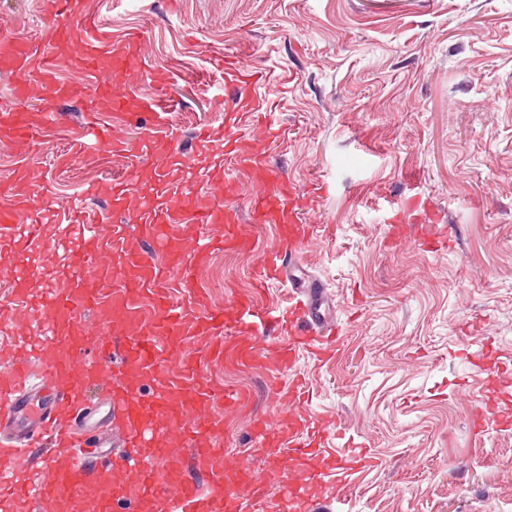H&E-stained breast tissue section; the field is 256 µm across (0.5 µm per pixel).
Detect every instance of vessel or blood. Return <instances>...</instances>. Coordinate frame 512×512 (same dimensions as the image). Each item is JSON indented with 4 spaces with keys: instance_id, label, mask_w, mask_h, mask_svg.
Returning <instances> with one entry per match:
<instances>
[{
    "instance_id": "b4317fda",
    "label": "vessel or blood",
    "mask_w": 512,
    "mask_h": 512,
    "mask_svg": "<svg viewBox=\"0 0 512 512\" xmlns=\"http://www.w3.org/2000/svg\"><path fill=\"white\" fill-rule=\"evenodd\" d=\"M52 23L48 42L36 49L23 40L0 38V71L14 78V97L25 102L35 89L46 97L62 98L71 92L60 81L58 73L66 59H75L97 88L88 99L85 112L94 116L107 108L116 120L124 121L140 112L151 113L153 135L141 141L115 139L105 130L97 135L103 145L117 155L137 161L153 155L159 166L156 181L144 186L137 200L147 245L129 248V227L112 224L102 228L98 216L84 205L71 209L70 221L75 225L80 243L69 250L67 264L75 276L66 287L49 288L39 299H32L29 285L37 268L23 262L7 271L16 303L30 314L28 341L16 345L10 364L11 379L0 385V494L9 489L20 490L23 497L39 503L65 500L79 504L93 490H100V512H111L116 499L153 496L158 512H239L238 495L228 492V483L246 489L255 501L264 498L262 476L244 467L240 461L224 458L222 449L200 445L199 437L218 432L219 424L210 418L213 390L203 374L184 367L190 344L210 343L213 356L222 355L216 338L233 337L231 352L240 361L253 356L251 336L254 322L263 319L269 332L287 330L288 342L277 349L282 364H292L296 350L317 342L318 355H326L322 337L328 328V305L322 292L303 275L295 274L280 263L277 252L267 253L259 266V283L288 282V306L278 315H266L265 309L252 297L239 299L232 313L208 306L196 287V269L204 263L214 245L226 248L249 247V240L238 236L233 226L235 212L227 200L239 194L237 182L230 176L214 179L212 174L195 171L188 159L173 160L169 150L158 139L166 123L165 111L156 96L131 94L125 82L140 75L142 62L138 55V34H128L119 43L101 31L97 22L83 20L82 0H52ZM224 75L229 84L241 86L261 81L260 73L241 67L232 59L224 61ZM229 117L232 137L226 141L233 147L237 133L255 125L264 129L263 144L238 152L237 164L249 168L257 184L249 196L248 210L254 222L274 225L281 238L302 246L306 228L299 219L304 206L292 183L270 173L263 161V145L277 137L272 108L236 96ZM58 119L54 107L19 112L0 111V135L24 141L50 128ZM15 204L0 207V231L14 228L18 211L32 208L33 192L18 185L13 189ZM190 225L219 228V235L193 236L188 249H171L176 230ZM111 236L113 245L121 246L125 275L120 280L99 278L90 284L86 274L92 265L97 243ZM167 261L178 272L174 288L160 289L159 263ZM113 311L115 320L99 331L89 330L83 314L87 308ZM122 347L126 363L133 372L131 381L117 385L109 399L99 405L87 404L84 389L88 382L100 380L97 363H81L90 343ZM157 380L151 398H143L137 378ZM180 400L181 413L168 411L169 399ZM512 401V384L489 387L483 396L485 410L500 411L502 418L512 412L499 410V403ZM125 427L124 452H113L112 437L107 428L113 419ZM304 414L289 418L287 429L271 427L266 421L255 424V431L273 454L309 455L319 445L318 436L303 440L298 429ZM176 433L195 443L193 462L196 476L184 479L176 488H168L166 475L180 468L181 458L166 448L154 446L157 432ZM53 447V455L44 461L41 474H33L21 465L20 457L38 443ZM147 448L156 466L138 467L132 449ZM111 457L109 472L98 471L95 460ZM136 480H129V473ZM331 496L335 486L320 481L317 472L306 477L289 476L288 502L305 500L309 491Z\"/></svg>"
}]
</instances>
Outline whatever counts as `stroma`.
Returning a JSON list of instances; mask_svg holds the SVG:
<instances>
[{"instance_id": "35a3bbf8", "label": "stroma", "mask_w": 512, "mask_h": 512, "mask_svg": "<svg viewBox=\"0 0 512 512\" xmlns=\"http://www.w3.org/2000/svg\"><path fill=\"white\" fill-rule=\"evenodd\" d=\"M91 15L109 36L140 33L146 90L170 102L163 136L191 149L195 167L224 166L215 57L268 77L252 90L275 105L268 165L305 201L311 232L298 260L323 283L339 341L328 359L301 350L284 368L279 337L259 333L250 366L209 364L215 390L247 396L210 407L225 453L266 472L255 417L280 425L303 407L330 447L376 461L346 477L330 512H512V424L490 414L472 425L479 390L512 378V0H95ZM50 24L47 0H0V36L43 43ZM60 78L74 92L61 127L0 140V182L35 155L46 206L66 213L95 186L104 224L138 223L135 206L116 217L105 201L125 163L85 133L89 80L75 64ZM201 126L210 144L195 150ZM233 206L252 248L215 252L196 272L228 313L279 245L272 225L251 223L246 199ZM427 224L445 230V248L425 242ZM54 238L44 225L37 295L71 278ZM10 293L0 279V383L28 319ZM485 341L497 362L474 365ZM300 378L303 405L292 396Z\"/></svg>"}]
</instances>
